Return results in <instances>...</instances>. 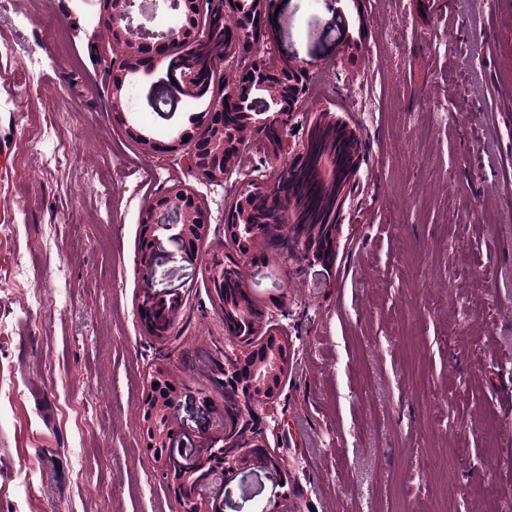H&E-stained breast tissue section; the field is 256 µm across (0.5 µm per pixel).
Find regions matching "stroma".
Returning a JSON list of instances; mask_svg holds the SVG:
<instances>
[{
  "label": "stroma",
  "instance_id": "stroma-1",
  "mask_svg": "<svg viewBox=\"0 0 512 512\" xmlns=\"http://www.w3.org/2000/svg\"><path fill=\"white\" fill-rule=\"evenodd\" d=\"M261 40L312 84L289 124L301 147L319 113L355 129L363 159L336 264L275 255L251 293L295 353L268 435L278 469L220 486L222 512H512V0H360L346 51L329 0H273ZM105 0H0V512H182L145 447L141 408L156 366L181 383L187 438L219 433L197 348L225 347L199 266L168 235L158 290L183 293L166 339L143 329L141 217L174 183L210 216L201 257L230 251L224 209L187 146L207 101L163 115L133 76L111 108ZM383 106L372 121L361 94ZM454 478L461 498L440 486Z\"/></svg>",
  "mask_w": 512,
  "mask_h": 512
}]
</instances>
